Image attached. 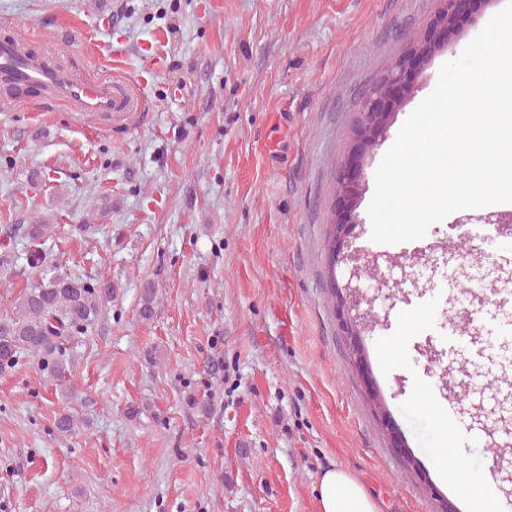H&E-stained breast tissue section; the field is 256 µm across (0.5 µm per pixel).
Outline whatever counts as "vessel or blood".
I'll use <instances>...</instances> for the list:
<instances>
[{
    "instance_id": "obj_1",
    "label": "vessel or blood",
    "mask_w": 512,
    "mask_h": 512,
    "mask_svg": "<svg viewBox=\"0 0 512 512\" xmlns=\"http://www.w3.org/2000/svg\"><path fill=\"white\" fill-rule=\"evenodd\" d=\"M0 82L24 92L38 89L52 101L80 113L112 111V85L92 75L77 76L67 68L31 64L15 42L0 43Z\"/></svg>"
}]
</instances>
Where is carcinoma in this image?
I'll use <instances>...</instances> for the list:
<instances>
[{
  "mask_svg": "<svg viewBox=\"0 0 512 512\" xmlns=\"http://www.w3.org/2000/svg\"><path fill=\"white\" fill-rule=\"evenodd\" d=\"M51 230L50 224L27 225V236L35 246L30 256L34 269L43 270L45 257L38 246ZM111 299L109 281L60 274L36 284L20 298L13 315L0 319V370L15 367L22 356L30 353L50 379L65 380L71 361L63 341L86 333ZM155 299L154 286L145 284L141 292L143 318L151 316Z\"/></svg>",
  "mask_w": 512,
  "mask_h": 512,
  "instance_id": "1",
  "label": "carcinoma"
}]
</instances>
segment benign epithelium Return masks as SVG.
Instances as JSON below:
<instances>
[{
    "label": "benign epithelium",
    "instance_id": "1",
    "mask_svg": "<svg viewBox=\"0 0 512 512\" xmlns=\"http://www.w3.org/2000/svg\"><path fill=\"white\" fill-rule=\"evenodd\" d=\"M439 7L425 25L423 34L415 41L405 54L396 60V67L386 72L364 93L360 102L357 124L369 127L374 132L372 140L356 142L341 159L337 170V188L334 208L339 216L340 224L336 226L335 264L349 267L347 281L341 285L349 296H357L364 292L358 280V264L362 260L377 266L382 254L365 255L352 248L350 240L351 224L358 223L355 214L356 203L365 185V167L370 153L387 136L392 113L397 111L417 88V79L432 58L448 49L456 34L459 33L457 21L462 10L469 6L468 0H438ZM482 224H493L496 232L512 233L511 217L490 212L478 217L464 215L457 220L459 224H470L472 221ZM339 321L344 333L349 336L352 351L359 350L358 336L361 331L360 314L355 307L338 311Z\"/></svg>",
    "mask_w": 512,
    "mask_h": 512
}]
</instances>
